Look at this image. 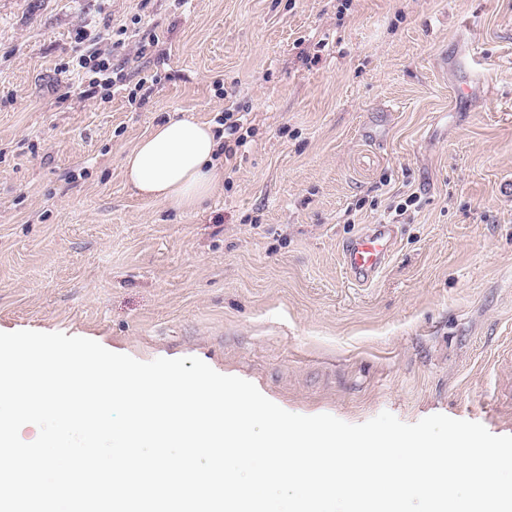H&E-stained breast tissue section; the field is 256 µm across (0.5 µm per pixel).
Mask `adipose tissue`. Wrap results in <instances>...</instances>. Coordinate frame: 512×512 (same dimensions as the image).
<instances>
[{
  "mask_svg": "<svg viewBox=\"0 0 512 512\" xmlns=\"http://www.w3.org/2000/svg\"><path fill=\"white\" fill-rule=\"evenodd\" d=\"M222 141L210 124L176 114L155 124L124 156L131 192L147 201L193 210L224 184Z\"/></svg>",
  "mask_w": 512,
  "mask_h": 512,
  "instance_id": "obj_1",
  "label": "adipose tissue"
}]
</instances>
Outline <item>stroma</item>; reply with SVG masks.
Segmentation results:
<instances>
[{
    "label": "stroma",
    "instance_id": "1",
    "mask_svg": "<svg viewBox=\"0 0 512 512\" xmlns=\"http://www.w3.org/2000/svg\"><path fill=\"white\" fill-rule=\"evenodd\" d=\"M338 5L0 0V332L196 357L296 414L512 435V0ZM135 24L153 45L116 52L109 99L65 87L80 28L106 53ZM228 100L255 132L212 199L126 187L156 123ZM384 223L358 284L343 248ZM395 244V225L370 224L343 251V263L358 282L374 279L384 268Z\"/></svg>",
    "mask_w": 512,
    "mask_h": 512
}]
</instances>
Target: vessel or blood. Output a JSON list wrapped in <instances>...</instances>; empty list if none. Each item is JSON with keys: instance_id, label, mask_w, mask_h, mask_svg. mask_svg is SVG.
<instances>
[{"instance_id": "obj_1", "label": "vessel or blood", "mask_w": 512, "mask_h": 512, "mask_svg": "<svg viewBox=\"0 0 512 512\" xmlns=\"http://www.w3.org/2000/svg\"><path fill=\"white\" fill-rule=\"evenodd\" d=\"M394 244V225H368L366 230L353 238L344 249V266L356 281H371L384 268Z\"/></svg>"}]
</instances>
